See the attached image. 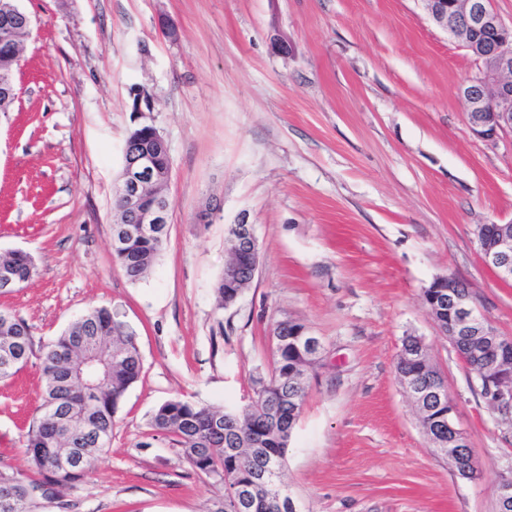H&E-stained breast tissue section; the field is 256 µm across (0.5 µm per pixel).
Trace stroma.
Segmentation results:
<instances>
[{"mask_svg": "<svg viewBox=\"0 0 512 512\" xmlns=\"http://www.w3.org/2000/svg\"><path fill=\"white\" fill-rule=\"evenodd\" d=\"M32 18L0 112V255L35 262L1 297L33 353L0 382V468L31 475L25 434L41 350L96 306L137 332L140 380L106 453L36 512H220L224 485L150 430L161 403L243 406L269 377V332L304 324L323 344L284 479L299 512H497L512 423L423 304L439 276L466 283L512 338V285L485 266L475 229L512 222V135L486 142L460 90L473 57L425 0H20ZM176 38L164 37L161 23ZM154 107L137 112V93ZM154 126L171 159L166 245L125 278L109 245L128 131ZM212 207L211 223L197 220ZM260 266L234 305L215 284L240 213ZM420 337L444 377L475 478L427 440L395 365Z\"/></svg>", "mask_w": 512, "mask_h": 512, "instance_id": "35a3bbf8", "label": "stroma"}]
</instances>
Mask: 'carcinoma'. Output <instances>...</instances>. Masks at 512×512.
<instances>
[{
    "instance_id": "1",
    "label": "carcinoma",
    "mask_w": 512,
    "mask_h": 512,
    "mask_svg": "<svg viewBox=\"0 0 512 512\" xmlns=\"http://www.w3.org/2000/svg\"><path fill=\"white\" fill-rule=\"evenodd\" d=\"M121 245L112 254L125 277L135 283L156 261L163 250L167 234L145 236L136 224H124ZM18 285L26 283L35 272L33 258L26 252L8 255ZM215 291L218 307L235 304L244 294L243 288L224 287L219 278ZM13 336L0 325V344L13 341L18 362L14 370H6L0 362V380L17 373L32 351L30 326L15 320ZM300 323L282 321L274 326L280 331L281 345L273 352L270 379L255 381L260 393L254 394L241 411H225L197 402L172 399L153 412L149 427L169 437L180 447L185 461L200 474L231 478L247 483L271 459L284 463L288 441L300 417L305 398L306 381L301 379L317 364V357L303 346L296 332ZM136 332L122 320L118 310L97 306L87 315L70 323L46 346L42 355L43 386L39 416L26 435V451L41 479L25 480L18 473L0 470V499L6 498L9 510L0 512H32L33 491L49 485L52 489L81 481L92 459L101 455L112 439V427L128 390L140 379L143 363L135 340ZM85 343L99 355L96 364L99 396L91 409L98 434L90 437L76 422L71 425L73 446L58 443L60 420L57 413L78 412L84 399L78 385L64 378L61 356L73 346ZM423 349L417 336L403 339L396 371L399 380L409 379L424 388L438 383L440 373L428 356L414 358ZM238 452L229 453L227 449Z\"/></svg>"
}]
</instances>
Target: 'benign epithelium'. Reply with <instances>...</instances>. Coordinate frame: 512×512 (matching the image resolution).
<instances>
[{
	"mask_svg": "<svg viewBox=\"0 0 512 512\" xmlns=\"http://www.w3.org/2000/svg\"><path fill=\"white\" fill-rule=\"evenodd\" d=\"M434 24L460 41L480 64L461 90L467 106L471 131L479 138L494 141L512 133V26H507L493 9L491 0H426ZM32 19L19 6V0H0V27L6 31L30 30ZM151 144L141 146L134 141L124 144L126 162L123 180L116 192L114 224H138L144 234L170 224L172 201L169 195L171 172L158 169L157 158L168 151L165 139L151 128ZM236 257L224 266V285L236 287L245 270L256 275L259 248L254 225L247 214H241L231 227ZM476 238L484 264L496 277L512 282V223L480 224ZM461 281L450 276L434 278L423 290L427 311L441 335L455 342L457 336H474L480 340L470 346L469 353L485 357V398L489 406L504 418H512V352L495 346L497 333L489 318L478 312L471 297L460 294ZM414 403L428 417L436 411L448 417V447L437 451L451 463L470 453L465 434L454 425V406L446 386L435 390L439 403L434 408L421 405L425 391L403 383ZM280 477L275 468L262 474L248 487L235 486L237 499L272 487ZM498 512H512V476L502 479L498 487Z\"/></svg>",
	"mask_w": 512,
	"mask_h": 512,
	"instance_id": "7a95c632",
	"label": "benign epithelium"
}]
</instances>
